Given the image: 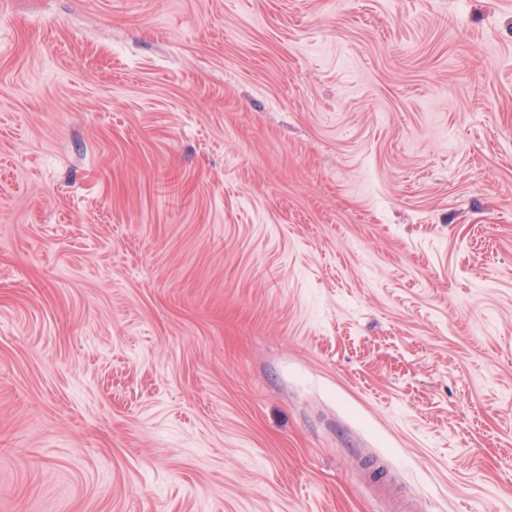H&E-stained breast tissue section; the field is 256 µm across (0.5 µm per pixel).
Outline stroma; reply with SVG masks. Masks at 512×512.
I'll return each instance as SVG.
<instances>
[{
	"label": "stroma",
	"mask_w": 512,
	"mask_h": 512,
	"mask_svg": "<svg viewBox=\"0 0 512 512\" xmlns=\"http://www.w3.org/2000/svg\"><path fill=\"white\" fill-rule=\"evenodd\" d=\"M512 512V0H0V512ZM367 469L371 482L377 491L388 500L387 512H419L422 510L412 500L398 495L390 483L383 478L378 467L371 465Z\"/></svg>",
	"instance_id": "35a3bbf8"
}]
</instances>
